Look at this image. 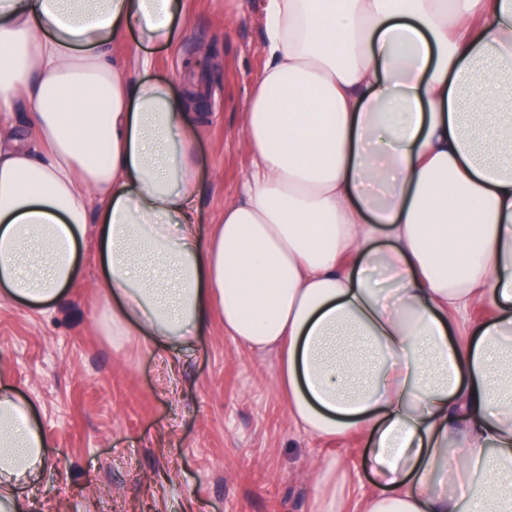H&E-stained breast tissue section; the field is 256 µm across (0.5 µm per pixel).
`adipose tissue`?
<instances>
[{
	"label": "adipose tissue",
	"instance_id": "ef3b65f1",
	"mask_svg": "<svg viewBox=\"0 0 512 512\" xmlns=\"http://www.w3.org/2000/svg\"><path fill=\"white\" fill-rule=\"evenodd\" d=\"M187 17L0 0V297L47 310L95 233L113 335L187 346L219 316L276 354L296 429L369 434L361 512H512V0H266L253 169L205 236L202 116L142 51ZM46 446L0 384V512Z\"/></svg>",
	"mask_w": 512,
	"mask_h": 512
}]
</instances>
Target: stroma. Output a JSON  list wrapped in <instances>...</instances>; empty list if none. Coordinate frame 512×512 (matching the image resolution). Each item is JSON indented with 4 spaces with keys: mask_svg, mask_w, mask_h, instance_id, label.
<instances>
[{
    "mask_svg": "<svg viewBox=\"0 0 512 512\" xmlns=\"http://www.w3.org/2000/svg\"><path fill=\"white\" fill-rule=\"evenodd\" d=\"M265 0H190L177 48H154L152 77L196 85L211 119L195 145L200 230L251 169L242 108L265 56ZM79 277L46 312L0 300V378L31 406L48 463L23 490L26 512H313L310 472L348 462L341 512L371 486L366 435L330 441L293 428L275 361L219 323L189 347L113 342L94 239Z\"/></svg>",
    "mask_w": 512,
    "mask_h": 512,
    "instance_id": "stroma-1",
    "label": "stroma"
}]
</instances>
